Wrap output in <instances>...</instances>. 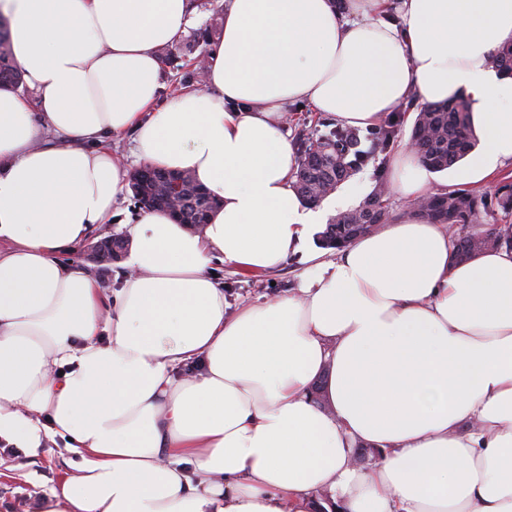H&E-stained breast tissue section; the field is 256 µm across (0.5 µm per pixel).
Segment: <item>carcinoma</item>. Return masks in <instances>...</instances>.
Masks as SVG:
<instances>
[{
	"label": "carcinoma",
	"instance_id": "1",
	"mask_svg": "<svg viewBox=\"0 0 512 512\" xmlns=\"http://www.w3.org/2000/svg\"><path fill=\"white\" fill-rule=\"evenodd\" d=\"M491 64L512 74V43L499 49ZM22 83V73L15 66L8 23L0 19V85L12 87ZM471 103L457 98L420 107L415 118L412 138L418 144L422 161L434 171L446 170L462 160L475 146L471 126ZM403 124V113L394 112L378 128L375 140L367 150L361 149L359 134L349 128L323 121L327 131L312 138L301 131L296 136L297 169L294 188L306 202L316 204L336 191L365 162L369 154L384 151L394 144ZM165 170H154V177L132 186L134 197L151 210H165L173 192L164 179ZM185 185L180 223L193 226L205 223L217 201L207 193L189 171L178 173ZM385 181L383 172L376 175V186L357 207L332 217L322 232V245L339 249L354 239L371 232L374 226L392 221L389 196L380 192ZM423 218L434 224H484L487 217L500 212L512 215V179L503 178L494 193L474 189L453 188L434 194L418 204ZM509 247L512 237L503 228L476 229L456 239L455 259L466 261L488 249ZM123 249L124 241L107 236L99 241L102 261L114 260V249Z\"/></svg>",
	"mask_w": 512,
	"mask_h": 512
}]
</instances>
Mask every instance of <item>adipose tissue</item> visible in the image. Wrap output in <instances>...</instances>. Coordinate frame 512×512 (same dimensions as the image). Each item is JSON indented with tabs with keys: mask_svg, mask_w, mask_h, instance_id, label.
Instances as JSON below:
<instances>
[{
	"mask_svg": "<svg viewBox=\"0 0 512 512\" xmlns=\"http://www.w3.org/2000/svg\"><path fill=\"white\" fill-rule=\"evenodd\" d=\"M194 0H0L28 94L0 88V441L78 455L38 512H512V250L452 257L409 209L326 259L292 184L291 106L372 128L472 104L469 185L512 167V0H224L204 85L166 95ZM139 162L191 171L202 230L136 217L112 297L64 251L122 214ZM436 175L401 144L388 185ZM297 290L231 309L214 261ZM378 451L369 469L358 446Z\"/></svg>",
	"mask_w": 512,
	"mask_h": 512,
	"instance_id": "adipose-tissue-1",
	"label": "adipose tissue"
}]
</instances>
